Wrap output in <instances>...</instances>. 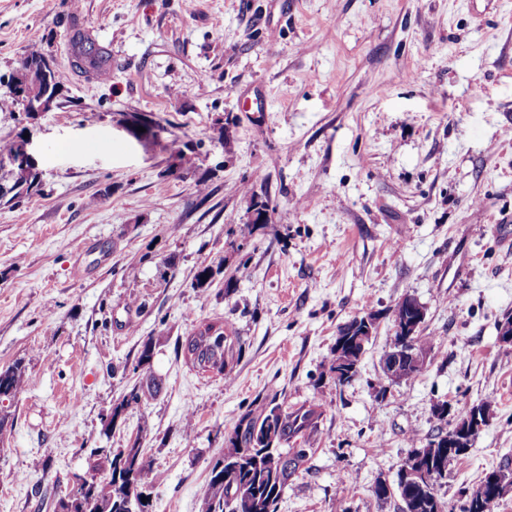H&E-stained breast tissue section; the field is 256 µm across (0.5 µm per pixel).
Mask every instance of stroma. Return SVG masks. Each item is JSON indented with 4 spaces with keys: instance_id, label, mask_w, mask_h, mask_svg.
<instances>
[{
    "instance_id": "obj_1",
    "label": "stroma",
    "mask_w": 512,
    "mask_h": 512,
    "mask_svg": "<svg viewBox=\"0 0 512 512\" xmlns=\"http://www.w3.org/2000/svg\"><path fill=\"white\" fill-rule=\"evenodd\" d=\"M76 27L108 78L71 71ZM37 48L67 81L37 119L0 111L41 178L0 204V370L27 377L0 399V512H54L75 477L105 478L90 449L137 438L153 512H203L225 434L272 399L321 411L290 442L308 458L278 512H401L376 483L480 402L486 426L436 486L445 512L512 470V0H0V76ZM406 296L430 349L394 384L380 361ZM368 313L359 374L337 385L338 332ZM216 321L242 343L228 382L181 351ZM147 339L161 390L106 427Z\"/></svg>"
}]
</instances>
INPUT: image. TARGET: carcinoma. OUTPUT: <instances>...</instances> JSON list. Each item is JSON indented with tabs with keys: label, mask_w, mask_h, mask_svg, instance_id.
<instances>
[{
	"label": "carcinoma",
	"mask_w": 512,
	"mask_h": 512,
	"mask_svg": "<svg viewBox=\"0 0 512 512\" xmlns=\"http://www.w3.org/2000/svg\"><path fill=\"white\" fill-rule=\"evenodd\" d=\"M73 63L76 68L96 78H106L111 73V59L104 48L98 46L84 33L76 30L71 39ZM65 75L41 49H33L21 60L19 67L7 81V95L0 97V110L19 107L28 111L27 97L45 95L52 97L63 88ZM7 194L0 196V203L17 205L39 187L37 176L0 167V188ZM398 319L424 321L421 304L413 297L400 309ZM376 329V316L356 317L345 324L336 339V346L328 370L345 354L344 343L359 334L371 335ZM428 337L416 329L412 347L416 359L399 365L396 382L411 380L421 373L428 349ZM183 353L192 352L197 361L191 366L204 372L207 362L217 367L216 374L228 375L229 362L241 353L242 345L227 323H205L181 345ZM26 385L24 371L14 365L0 371V398L14 397ZM158 385L149 378L133 385L112 406L109 424L114 426L122 419L131 404L157 392ZM321 412L318 407H300L287 410L270 400L256 410L246 413L239 424L224 438V451L210 466L208 481L200 490L205 512H277L278 503L289 480L303 466L308 457L306 448L283 450L281 445L291 441L315 424ZM441 435H436L426 446L416 449L410 458L419 461L426 472L441 478L448 471V449L437 445ZM90 467L108 470L105 480L91 478L90 486L81 497L59 499L56 512H127V502L132 495L149 498L145 493V479L152 472L151 460L145 455L140 438L131 445L112 450L93 448L89 453ZM397 490L403 503L402 512H443L435 485L418 484L404 474L398 475ZM491 497H481V485L466 494L462 512H492Z\"/></svg>",
	"instance_id": "1"
}]
</instances>
